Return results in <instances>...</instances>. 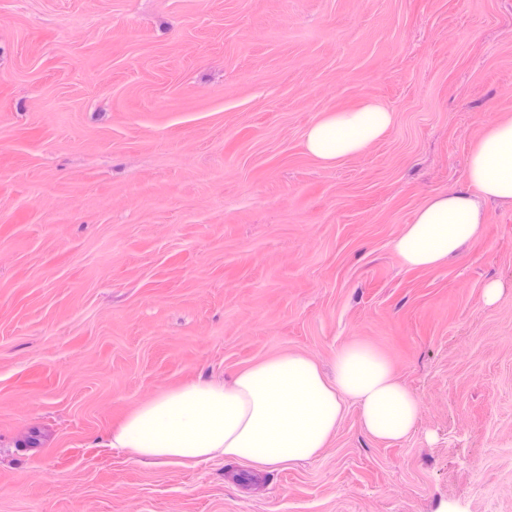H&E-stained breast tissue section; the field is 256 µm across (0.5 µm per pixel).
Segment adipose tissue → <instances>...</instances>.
<instances>
[{"label":"adipose tissue","instance_id":"ef3b65f1","mask_svg":"<svg viewBox=\"0 0 512 512\" xmlns=\"http://www.w3.org/2000/svg\"><path fill=\"white\" fill-rule=\"evenodd\" d=\"M377 100L328 113L305 134L308 153L335 163L362 152L392 126ZM512 208V120L485 127L467 161V185L429 198L393 242L400 261L434 267L456 257L484 229L485 201ZM364 430L397 441L416 426L419 403L374 350L351 345L336 356L333 376L308 357L285 354L230 379L198 377L136 407L110 436V447L164 462L214 458L261 469L316 458L348 407Z\"/></svg>","mask_w":512,"mask_h":512}]
</instances>
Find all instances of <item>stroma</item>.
I'll return each mask as SVG.
<instances>
[{
  "instance_id": "35a3bbf8",
  "label": "stroma",
  "mask_w": 512,
  "mask_h": 512,
  "mask_svg": "<svg viewBox=\"0 0 512 512\" xmlns=\"http://www.w3.org/2000/svg\"><path fill=\"white\" fill-rule=\"evenodd\" d=\"M367 99L388 134L314 159ZM508 118L512 0H0V512H512V208L437 266L392 250ZM353 343L416 396L406 439L352 409L259 475L107 445L160 391ZM394 112L377 100L350 112L328 113L305 134L308 153L323 163H337L362 152L392 126Z\"/></svg>"
}]
</instances>
